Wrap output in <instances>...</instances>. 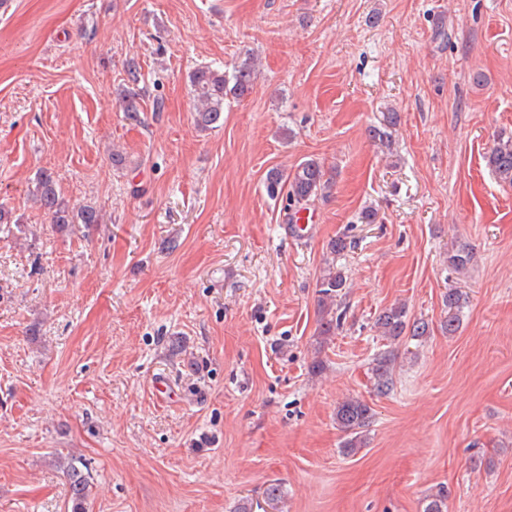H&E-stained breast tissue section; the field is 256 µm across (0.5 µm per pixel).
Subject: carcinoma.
<instances>
[{"label":"carcinoma","mask_w":512,"mask_h":512,"mask_svg":"<svg viewBox=\"0 0 512 512\" xmlns=\"http://www.w3.org/2000/svg\"><path fill=\"white\" fill-rule=\"evenodd\" d=\"M254 61L244 60L231 74L209 64L198 66L190 75V85L194 98L195 118L203 128L220 124L224 120V102L227 98L245 97L253 85ZM487 164L494 176L502 184L512 187V135L498 136L487 156ZM266 190L271 196H285L284 209L299 210L318 198L328 196L332 181L326 178L323 166L310 159L300 163L292 172L283 174L273 169L266 176ZM34 192L41 208L52 216V222L63 227L67 224H99L100 213L93 206H86L75 214L69 212L58 190L53 176L47 172L38 175ZM346 278L340 269L328 270L318 281L321 304L326 306L319 326L321 342L325 343L341 328L342 315L329 308L341 297ZM444 305L448 313L441 321L440 328L448 336L459 329L460 312L463 308L462 294L450 290L444 295ZM375 325L381 336L394 343L403 336L419 342L430 334L429 323L423 318L408 315L404 306L384 309L376 318ZM397 354L392 350L380 353L373 360L371 368L377 393L386 395L394 387ZM374 409L359 397H348L336 407V427L342 433L340 452L346 456L356 455L368 442V428L374 419ZM71 512H87L89 495V474L87 467L78 466L72 459L67 464ZM269 507L273 512H282L284 494L281 484L270 483L263 492V501L242 500L235 512H254ZM423 512H448V492L444 489L429 495Z\"/></svg>","instance_id":"carcinoma-1"}]
</instances>
